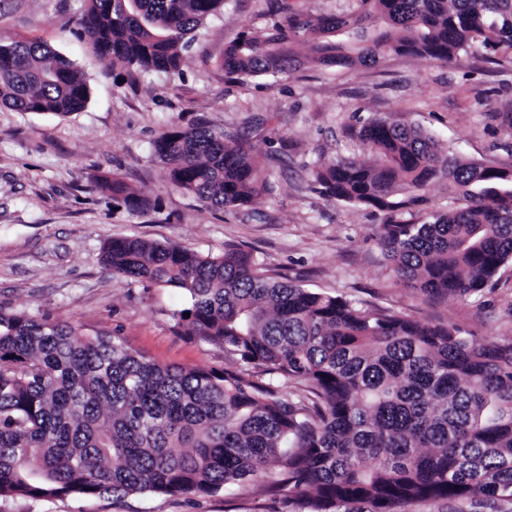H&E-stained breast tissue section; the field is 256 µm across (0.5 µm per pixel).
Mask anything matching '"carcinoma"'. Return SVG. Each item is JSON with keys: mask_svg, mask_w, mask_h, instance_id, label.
Wrapping results in <instances>:
<instances>
[{"mask_svg": "<svg viewBox=\"0 0 512 512\" xmlns=\"http://www.w3.org/2000/svg\"><path fill=\"white\" fill-rule=\"evenodd\" d=\"M84 2L81 35L109 67L176 77L228 0ZM355 4L291 10L240 34L220 66L243 81L387 55L446 64L475 45L486 61L512 53V0ZM91 94L64 54L0 37V107L65 116ZM357 136L369 158L319 160L312 183L380 216L374 235L403 285L463 301L512 269V168L462 159L389 117L367 119ZM153 155L174 189L223 212L266 185L242 137L206 123L170 126ZM99 185L130 213L149 206L117 177ZM434 185L448 188L445 211L429 209ZM102 260L131 284L182 291L177 326L224 349V368L163 365L115 335L0 311L1 498L214 495L275 466L267 492L287 512L512 504V340L305 288L237 246L202 256L123 237Z\"/></svg>", "mask_w": 512, "mask_h": 512, "instance_id": "1", "label": "carcinoma"}]
</instances>
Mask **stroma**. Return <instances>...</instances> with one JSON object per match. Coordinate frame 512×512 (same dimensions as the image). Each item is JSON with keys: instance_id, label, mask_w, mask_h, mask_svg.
I'll return each instance as SVG.
<instances>
[{"instance_id": "1", "label": "stroma", "mask_w": 512, "mask_h": 512, "mask_svg": "<svg viewBox=\"0 0 512 512\" xmlns=\"http://www.w3.org/2000/svg\"><path fill=\"white\" fill-rule=\"evenodd\" d=\"M82 5L0 0V35L48 43L92 88L87 107L67 116L0 108V308L45 314L89 336L118 335L163 364L223 368V349L178 332L181 291L128 286L103 264L107 241L138 236L201 255L238 245L304 287L512 340V271L462 302L420 300L378 245V217L326 200L309 169L323 158L363 157L355 131L374 115L419 127L469 160L512 165V57L492 63L474 52L444 65L387 57L373 66L304 67L277 82L230 81L218 65L225 46L270 25L277 10L275 0H230L193 43L180 76L118 84L81 38ZM199 121L246 132L269 182L246 210L213 209L163 181L153 141L169 126ZM100 175L144 194L148 209L133 216L116 206L97 186ZM276 477L271 469L212 496L7 498L0 512H244Z\"/></svg>"}]
</instances>
